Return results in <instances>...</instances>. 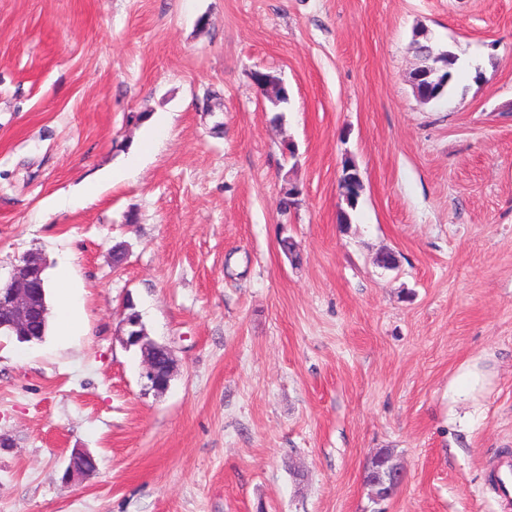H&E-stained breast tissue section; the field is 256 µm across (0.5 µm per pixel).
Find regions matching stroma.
Masks as SVG:
<instances>
[{"instance_id":"stroma-1","label":"stroma","mask_w":512,"mask_h":512,"mask_svg":"<svg viewBox=\"0 0 512 512\" xmlns=\"http://www.w3.org/2000/svg\"><path fill=\"white\" fill-rule=\"evenodd\" d=\"M420 32L457 58L427 104ZM32 252L69 262L85 331L0 335V512H512L486 482L512 457V0H0V275ZM473 361L491 383L457 396ZM251 77L254 78L255 83L266 79V84L271 88L265 98L270 102L273 109H278L281 104L287 103L288 95L285 94L283 84L277 76L267 72L255 71ZM126 347H136L142 356L144 371L142 377L146 379V386L153 390L166 389L171 381L174 370V357L172 351L146 336L141 324L139 314L126 313L122 321ZM162 360V363L160 361ZM97 468L95 456L84 448H75L68 461L67 476H78L94 471ZM376 477L381 480V482L384 484V486L388 489V493L384 495L382 498V492H383V486L380 485H373L371 483H367L365 481L366 485L372 486L370 488L371 494L374 492L376 494V497L379 499L372 498V501L375 503L381 502L386 500L390 495H393L397 487L399 486L401 482L402 472L399 464L393 462L391 463L384 471L379 470L376 472Z\"/></svg>"}]
</instances>
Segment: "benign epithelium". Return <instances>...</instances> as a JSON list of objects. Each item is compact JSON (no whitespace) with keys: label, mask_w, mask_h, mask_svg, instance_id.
I'll return each instance as SVG.
<instances>
[{"label":"benign epithelium","mask_w":512,"mask_h":512,"mask_svg":"<svg viewBox=\"0 0 512 512\" xmlns=\"http://www.w3.org/2000/svg\"><path fill=\"white\" fill-rule=\"evenodd\" d=\"M43 270L41 258L35 253H28L14 266L9 279L0 282V332L6 327L23 341L33 339L29 329L34 327L39 312L36 290L42 286ZM122 325L124 344L129 348H138L141 353L144 366L142 377L146 379V386L156 391L166 389L174 370L172 351L146 336L139 314L131 312L125 315ZM96 468L95 456L84 448H76L69 457L66 475H83ZM376 477L391 495L401 482V468L393 462L386 469L377 471Z\"/></svg>","instance_id":"obj_1"}]
</instances>
